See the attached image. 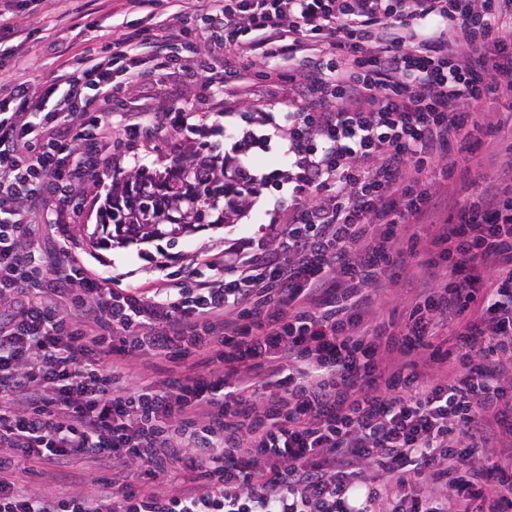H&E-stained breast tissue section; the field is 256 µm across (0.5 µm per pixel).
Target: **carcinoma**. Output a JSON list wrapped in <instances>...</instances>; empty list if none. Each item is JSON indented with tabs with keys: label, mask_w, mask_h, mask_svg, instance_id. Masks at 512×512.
Instances as JSON below:
<instances>
[{
	"label": "carcinoma",
	"mask_w": 512,
	"mask_h": 512,
	"mask_svg": "<svg viewBox=\"0 0 512 512\" xmlns=\"http://www.w3.org/2000/svg\"><path fill=\"white\" fill-rule=\"evenodd\" d=\"M228 166L216 160L197 164L192 158L176 160L163 172L142 168L112 177V198L102 221L120 226L124 240L169 238L181 232L172 223L159 222L160 213L177 205L188 209L198 224H218L237 214L241 183L227 175Z\"/></svg>",
	"instance_id": "carcinoma-1"
}]
</instances>
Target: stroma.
Segmentation results:
<instances>
[{
  "instance_id": "1",
  "label": "stroma",
  "mask_w": 512,
  "mask_h": 512,
  "mask_svg": "<svg viewBox=\"0 0 512 512\" xmlns=\"http://www.w3.org/2000/svg\"><path fill=\"white\" fill-rule=\"evenodd\" d=\"M0 5L7 15L19 16L34 29L21 51H13L7 43L0 45V78L14 75L36 86L52 79L63 59L100 53L113 32L130 23L146 26L152 22L146 13L124 10L121 0H113L111 10L97 13L98 26L94 29L71 25L65 17L66 10H86L87 0H0ZM287 72L288 62L283 58L244 65L245 99L222 114L213 112L200 86L178 70L135 87L123 97L121 106L127 112L157 106H194L195 129L174 134V141L182 150L193 149L205 155L213 151L235 162L239 156L227 130H235L236 135L266 133L286 107L300 105L296 84L288 79ZM111 180V174L102 175L99 186L85 194L80 221L71 225L65 247L88 275L101 274L125 285L142 284L152 289L175 287L178 277L192 263L223 256L225 250L244 241L259 239L279 198L278 193L261 190L231 223L205 227L173 244L160 239L105 246L96 244L94 232Z\"/></svg>"
}]
</instances>
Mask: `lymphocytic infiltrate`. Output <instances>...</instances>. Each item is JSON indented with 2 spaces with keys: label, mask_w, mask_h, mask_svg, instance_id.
Here are the masks:
<instances>
[{
  "label": "lymphocytic infiltrate",
  "mask_w": 512,
  "mask_h": 512,
  "mask_svg": "<svg viewBox=\"0 0 512 512\" xmlns=\"http://www.w3.org/2000/svg\"><path fill=\"white\" fill-rule=\"evenodd\" d=\"M125 4L166 22L0 85V512H512V164L472 178L450 150L512 134L480 110L512 95V0ZM187 48L208 90L229 58L297 64L259 180L288 219L148 296L59 241L113 151L190 127L113 109ZM19 458L109 476L53 494Z\"/></svg>",
  "instance_id": "f902f5d3"
}]
</instances>
